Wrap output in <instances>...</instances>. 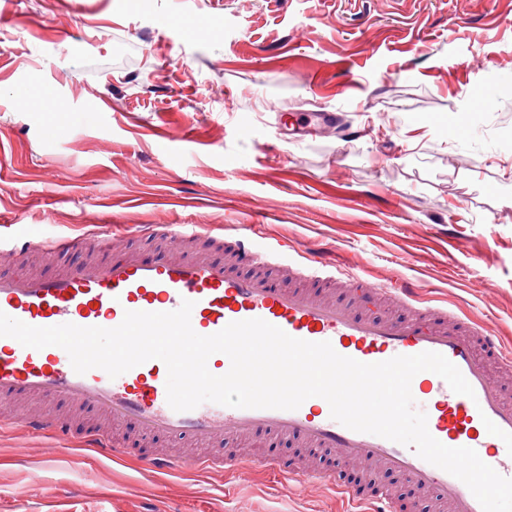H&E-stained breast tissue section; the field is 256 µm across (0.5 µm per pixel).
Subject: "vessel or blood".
Here are the masks:
<instances>
[{
    "label": "vessel or blood",
    "instance_id": "1",
    "mask_svg": "<svg viewBox=\"0 0 512 512\" xmlns=\"http://www.w3.org/2000/svg\"><path fill=\"white\" fill-rule=\"evenodd\" d=\"M144 232L161 254L141 258L123 237L44 238L25 228L0 232V311L36 327L67 322L118 326L125 312H166L193 301L191 325L212 335L227 324L260 318L288 335L330 342L343 356L377 363L424 351L443 354L475 395L454 393L430 371L411 382L416 409L427 415L431 435L446 446L476 450L500 475L512 478V349L493 329L423 300L410 281L367 280L359 273L337 280L341 266L328 248L257 244V225L240 235L203 233L198 224H148ZM98 258L78 260L87 247ZM40 251L62 270L46 274L14 270L21 255ZM167 368L157 359L110 378L99 368L76 373L67 352L40 350L0 337V403L40 400L42 409L0 418V429L21 426L33 435H72L70 414L107 419L112 432L93 430L81 447L94 460H123L128 450L114 429L128 426L150 440L176 441V448L143 456L145 468L234 471L252 467L276 474L283 484L330 485L347 512H399L398 498L379 486L362 492L341 469L398 475L438 512H482L459 479L421 459L413 448L346 428L332 419L328 402L307 399L298 409H240L206 402L177 412L167 402ZM286 437L319 455L301 468L262 455L242 456L234 444L254 434Z\"/></svg>",
    "mask_w": 512,
    "mask_h": 512
}]
</instances>
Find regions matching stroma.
Returning <instances> with one entry per match:
<instances>
[{
	"label": "stroma",
	"instance_id": "stroma-1",
	"mask_svg": "<svg viewBox=\"0 0 512 512\" xmlns=\"http://www.w3.org/2000/svg\"><path fill=\"white\" fill-rule=\"evenodd\" d=\"M168 5L0 0V225L258 224L332 246L370 279L403 275L512 346V0H186L164 28ZM186 18L200 33H182ZM489 88L497 108L476 112ZM320 108L340 132L276 122ZM0 512L346 503L262 471L160 474L6 429Z\"/></svg>",
	"mask_w": 512,
	"mask_h": 512
}]
</instances>
